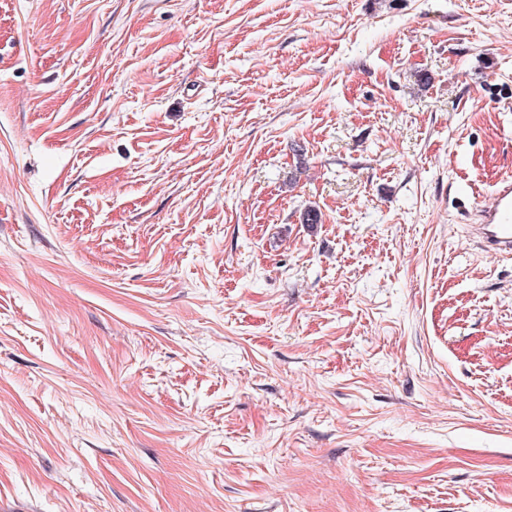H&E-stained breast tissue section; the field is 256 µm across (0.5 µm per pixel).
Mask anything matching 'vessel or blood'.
Here are the masks:
<instances>
[{"label": "vessel or blood", "mask_w": 512, "mask_h": 512, "mask_svg": "<svg viewBox=\"0 0 512 512\" xmlns=\"http://www.w3.org/2000/svg\"><path fill=\"white\" fill-rule=\"evenodd\" d=\"M471 234L485 251L512 253V178L500 181L490 205H477Z\"/></svg>", "instance_id": "vessel-or-blood-1"}]
</instances>
